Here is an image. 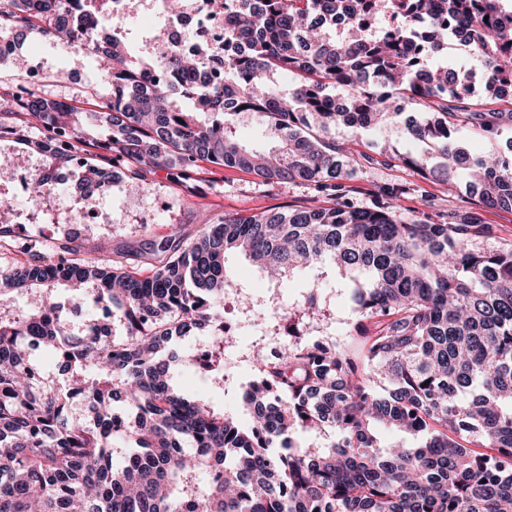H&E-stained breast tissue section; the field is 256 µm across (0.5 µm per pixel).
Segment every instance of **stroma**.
<instances>
[{
  "label": "stroma",
  "mask_w": 512,
  "mask_h": 512,
  "mask_svg": "<svg viewBox=\"0 0 512 512\" xmlns=\"http://www.w3.org/2000/svg\"><path fill=\"white\" fill-rule=\"evenodd\" d=\"M39 67L44 77L32 84L10 63L0 64V203L29 208L38 214L36 223L15 225V246L0 247V273L9 272L22 261L19 244L32 241L41 251L52 254L71 239L80 245L85 256L94 258L104 251L110 258L147 273L152 269L154 244L171 228L180 229L189 242L197 237L205 219L215 220L227 213H259L279 206L301 208L308 205L314 193L311 186L303 183L267 182L253 173L207 162L198 163L182 178L171 169L151 167L145 171L144 184L118 183L98 201L97 223H80L75 213L76 193L67 186L34 199L22 190L21 175H35L45 166L46 159L33 147L43 132L32 126L29 115L18 107L17 97L27 86L44 98L66 101L83 112L95 111L101 102L100 96L90 91L97 83L96 70L91 58L83 53L49 48L44 49ZM330 136L337 147L368 158L350 182V198L355 206L372 205L377 186L420 182L412 170L384 163L389 148L404 152L424 149L423 144L407 139L403 122L362 131L340 124ZM422 184L429 196L428 204L407 196L397 213L400 220L439 222L449 208L460 206L466 197V189L460 183ZM299 292L294 282L280 288L279 302L269 307L267 320L240 333L235 346L225 350L217 371L201 373L195 367H186L178 379L181 393L235 412L240 424L249 426L251 417L239 407L235 386L253 378L250 354L255 342L268 336L277 317L292 306Z\"/></svg>",
  "instance_id": "35a3bbf8"
}]
</instances>
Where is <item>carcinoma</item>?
Wrapping results in <instances>:
<instances>
[{
    "mask_svg": "<svg viewBox=\"0 0 512 512\" xmlns=\"http://www.w3.org/2000/svg\"><path fill=\"white\" fill-rule=\"evenodd\" d=\"M208 2L233 12L224 39L245 52L222 59V80L197 87L214 48L137 59L123 18L86 27L75 17L81 0H0V38L85 51L109 88L94 112L34 94L22 101L47 131L33 142L47 166H70L93 128L129 179L140 177L134 164L187 171L207 161L317 191L305 208L226 214L189 243L173 229L154 247L149 275L86 257L71 241L55 259L22 249L28 259L0 275V297L35 298L24 315L0 312V512H512V242L484 249L480 213L512 211V159L473 157L458 138L462 119L489 142L512 119L487 108L512 88V0H446L439 10L435 0ZM325 12L346 17L353 33L331 35ZM367 12L400 23L369 35ZM458 28L483 62L480 94L474 71L433 63ZM281 74L295 77L286 89ZM401 101L419 114L410 135L436 153L394 150L391 159L425 181H465L475 207L406 223L396 215L406 187L380 186L381 202L368 208L347 201L356 159L331 128L395 122ZM244 112L276 141L273 161L233 137ZM88 175L95 196L112 191L116 173L96 154L73 172L78 188ZM228 253L276 286L302 279L291 318L321 317L314 294L329 269L357 313L350 345L297 336L273 360L254 348L258 375L241 391L247 428L184 397L164 359L174 339L203 328L224 345ZM58 286L77 305L90 296L112 308L124 335H100L93 316L67 333L51 301ZM38 351L60 362L86 417H70L41 385ZM329 428L327 443L296 442Z\"/></svg>",
    "mask_w": 512,
    "mask_h": 512,
    "instance_id": "obj_1",
    "label": "carcinoma"
}]
</instances>
